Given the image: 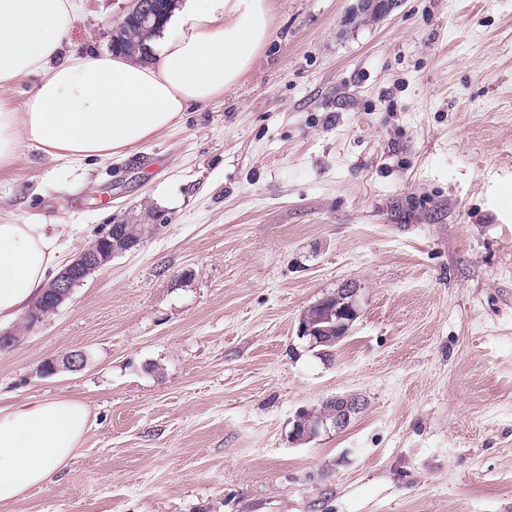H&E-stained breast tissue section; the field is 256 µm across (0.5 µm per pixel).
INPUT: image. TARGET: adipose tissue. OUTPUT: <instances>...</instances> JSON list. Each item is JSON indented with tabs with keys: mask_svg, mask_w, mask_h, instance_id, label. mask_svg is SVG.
<instances>
[{
	"mask_svg": "<svg viewBox=\"0 0 512 512\" xmlns=\"http://www.w3.org/2000/svg\"><path fill=\"white\" fill-rule=\"evenodd\" d=\"M269 0H179L141 61L121 52L61 57L70 0H0V89L40 80L23 110L0 98V167L23 148L51 159L124 155L189 106L232 90L268 38ZM61 224L0 223V325L39 298L62 264ZM90 411L70 398L0 407V506L51 484L74 458Z\"/></svg>",
	"mask_w": 512,
	"mask_h": 512,
	"instance_id": "ef3b65f1",
	"label": "adipose tissue"
}]
</instances>
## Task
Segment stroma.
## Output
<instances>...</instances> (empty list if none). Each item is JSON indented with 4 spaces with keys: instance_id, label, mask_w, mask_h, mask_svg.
<instances>
[{
    "instance_id": "obj_1",
    "label": "stroma",
    "mask_w": 512,
    "mask_h": 512,
    "mask_svg": "<svg viewBox=\"0 0 512 512\" xmlns=\"http://www.w3.org/2000/svg\"><path fill=\"white\" fill-rule=\"evenodd\" d=\"M73 3L62 56L109 48L129 0ZM385 4L274 0L241 83L128 156L0 168V223L66 225L65 256L158 227L0 352L1 404L91 412L0 512H512V0ZM347 282L325 358L299 322ZM335 406L336 410L330 413L334 408L328 403L323 402L318 410L313 411H301L296 415L295 424L299 423L302 419H306V432L303 436V429L299 427L294 434L299 439L296 441L306 440L312 438L320 433L321 430H336L340 431L349 426L351 421L360 414L366 404L365 399L359 394H346L339 395L328 399ZM321 412L330 413L318 414ZM303 436V437H301Z\"/></svg>"
}]
</instances>
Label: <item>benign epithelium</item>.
Wrapping results in <instances>:
<instances>
[{"instance_id": "obj_1", "label": "benign epithelium", "mask_w": 512, "mask_h": 512, "mask_svg": "<svg viewBox=\"0 0 512 512\" xmlns=\"http://www.w3.org/2000/svg\"><path fill=\"white\" fill-rule=\"evenodd\" d=\"M143 239L144 236L140 235L131 243L122 239L114 242L112 241V228H107L88 247L78 252L68 264L63 266L50 285L45 304L50 306L51 311H56L70 298L74 286L107 265L114 256L139 247ZM341 294L348 297L349 301L345 303L343 316L339 318L336 326V340L338 341L348 336L356 319L354 303L357 289L346 283L341 286ZM85 364V352L76 350L65 354L60 365L53 361L45 364L40 373L53 375L61 368L79 371L84 368ZM331 402L336 406V410L328 415L308 410L301 411L296 415L295 422L306 420L304 438H312L322 430L340 431L345 429L363 411L365 406V399L358 394L339 395L331 398Z\"/></svg>"}]
</instances>
